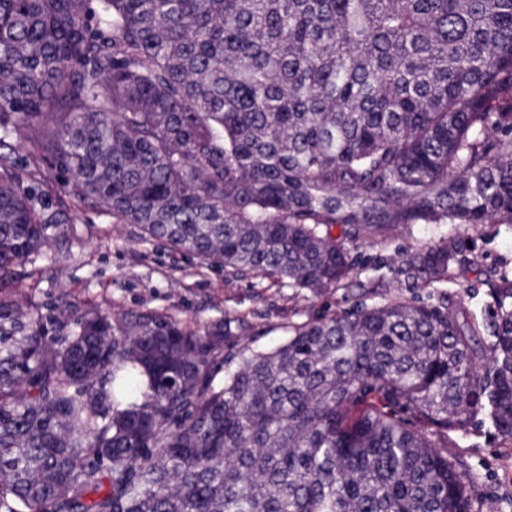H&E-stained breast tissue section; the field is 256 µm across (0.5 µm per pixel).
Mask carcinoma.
I'll list each match as a JSON object with an SVG mask.
<instances>
[{
    "instance_id": "cac0c4a2",
    "label": "carcinoma",
    "mask_w": 512,
    "mask_h": 512,
    "mask_svg": "<svg viewBox=\"0 0 512 512\" xmlns=\"http://www.w3.org/2000/svg\"><path fill=\"white\" fill-rule=\"evenodd\" d=\"M512 0H0V512H471L442 449L512 441V280L476 364L410 301L205 334L171 315L47 328L9 288L69 223L40 167L236 276L339 288L347 240L512 224ZM339 227V235L333 228ZM443 239L392 264L448 280Z\"/></svg>"
}]
</instances>
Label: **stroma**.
I'll list each match as a JSON object with an SVG mask.
<instances>
[{"instance_id":"1","label":"stroma","mask_w":512,"mask_h":512,"mask_svg":"<svg viewBox=\"0 0 512 512\" xmlns=\"http://www.w3.org/2000/svg\"><path fill=\"white\" fill-rule=\"evenodd\" d=\"M41 171L37 209L65 210L70 222L45 252L18 267L13 286L20 305L47 318L67 317L73 309H150L200 332L229 313L252 324L253 335L242 343L260 350L282 342L289 325L395 300L448 308L462 325L481 323L490 282L512 277V228L502 224H407L386 237L349 241L360 263L347 287L313 290L234 276L144 240L137 225L115 223L90 207L55 169L45 164ZM443 237L460 241L466 259L448 282L394 278L392 261ZM447 451L470 486L472 512H512V446L492 426L474 424Z\"/></svg>"}]
</instances>
